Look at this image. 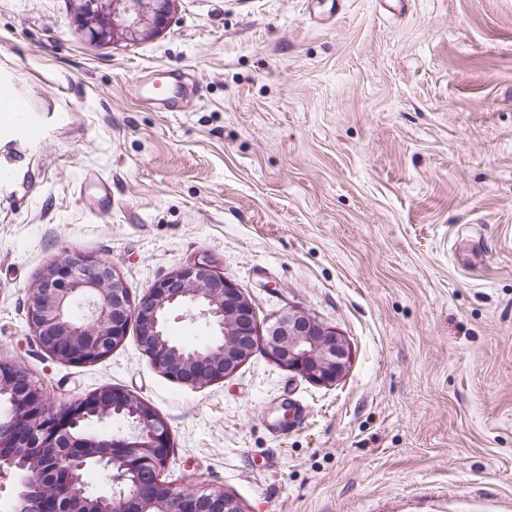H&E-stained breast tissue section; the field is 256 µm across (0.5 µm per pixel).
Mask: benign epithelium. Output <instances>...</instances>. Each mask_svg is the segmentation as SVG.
<instances>
[{"label": "benign epithelium", "instance_id": "1", "mask_svg": "<svg viewBox=\"0 0 512 512\" xmlns=\"http://www.w3.org/2000/svg\"><path fill=\"white\" fill-rule=\"evenodd\" d=\"M177 0H78L73 22L92 41H136L165 29ZM32 341L53 359L84 365L123 343L130 322L151 364L192 388L222 380L250 357L258 329L250 298L205 261L155 282L138 300L103 258L75 255L50 267L27 292ZM182 308L213 330L200 346L169 336L170 313ZM278 364L322 386L346 373L344 336L307 312L282 315L262 338ZM0 474L17 477L13 512H245L224 488L177 490L138 472L164 468L172 443L166 420L127 390L105 386L57 408L25 369L0 362ZM106 473L108 490L85 475Z\"/></svg>", "mask_w": 512, "mask_h": 512}]
</instances>
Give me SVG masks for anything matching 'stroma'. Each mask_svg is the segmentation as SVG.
<instances>
[{
  "label": "stroma",
  "instance_id": "obj_1",
  "mask_svg": "<svg viewBox=\"0 0 512 512\" xmlns=\"http://www.w3.org/2000/svg\"><path fill=\"white\" fill-rule=\"evenodd\" d=\"M76 0H0V362L60 405L121 387L167 420L162 478L245 512H512V0H179L135 42ZM169 70L167 111L136 93ZM132 298L206 259L260 327L293 308L346 337L336 385L263 348L174 382L134 338L46 357L26 296L74 254ZM33 132L34 124L29 107L13 100L0 102V134L28 136Z\"/></svg>",
  "mask_w": 512,
  "mask_h": 512
}]
</instances>
